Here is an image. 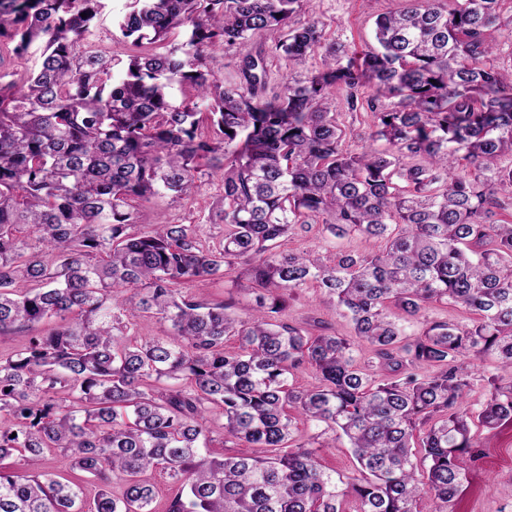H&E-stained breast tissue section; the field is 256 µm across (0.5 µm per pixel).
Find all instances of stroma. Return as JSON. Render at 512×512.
<instances>
[{"label": "stroma", "instance_id": "35a3bbf8", "mask_svg": "<svg viewBox=\"0 0 512 512\" xmlns=\"http://www.w3.org/2000/svg\"><path fill=\"white\" fill-rule=\"evenodd\" d=\"M126 0H106L100 15L92 23L84 40L103 54L127 60L134 49L124 39L116 24L117 14L124 10ZM403 0H309L298 20L306 22L316 17L325 25L327 42H351L358 49L373 46V30L378 16L402 9ZM280 31L268 30L255 34L253 40L267 48V93L278 92L288 75L314 72L321 67L320 56L307 57L295 63L275 51L274 45ZM338 122L345 131L344 146L351 151L367 147V135L372 116L367 107L349 110L344 98H337ZM224 172L214 168L202 176L194 193L187 197L156 196L139 203L138 209L150 224L195 225L202 244L217 243L224 236L221 216L224 211ZM375 241L352 235L342 239L329 236L321 220L311 219L295 225L279 243L283 252H316L326 261H333L337 254L364 252L378 249ZM185 295L202 296L230 304L232 312L244 315L255 304V293L250 288L242 269H235L220 279L196 280L181 284ZM288 323L308 329L312 334L337 332L350 335L351 329L342 318L332 299L317 288H305L290 296L283 314ZM472 432L483 444V455L471 463L455 499V512H512V422L489 430L473 426Z\"/></svg>", "mask_w": 512, "mask_h": 512}]
</instances>
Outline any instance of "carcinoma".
I'll use <instances>...</instances> for the list:
<instances>
[{
    "mask_svg": "<svg viewBox=\"0 0 512 512\" xmlns=\"http://www.w3.org/2000/svg\"><path fill=\"white\" fill-rule=\"evenodd\" d=\"M404 2L360 52L325 44L317 18L295 23L303 0H131L117 25L136 52L122 63L76 50L102 0H0L13 52L43 44L23 86L0 75V335L44 325L0 356V460L21 462L0 470V512H154V469L173 481L167 512H344L347 497L356 512H417L423 496L453 512L472 425L512 420V79L490 36L512 31V15L506 0ZM272 28L284 29L275 50L298 62L321 51L324 65L266 98L251 37ZM216 42L238 46L242 85L207 69ZM174 82L195 99L174 103ZM334 88L353 110L368 90L373 145L360 153L341 147ZM462 160L471 170L452 173ZM204 166L224 169L219 245L192 224L135 230L134 203L192 193ZM308 218L385 245L332 265L276 252ZM239 265L259 291L244 318L177 293ZM312 282L352 337L282 321ZM433 304L473 318H423ZM140 313L169 334L123 342ZM357 342L380 377L358 365ZM491 355L501 375L473 412L471 361ZM304 364L319 385L298 390L288 378ZM212 406L235 449L222 458ZM299 422L317 430L304 443ZM330 434L347 438L358 477L320 463ZM55 451L99 483L92 506L43 467ZM206 425L212 430V436L214 441L211 444L210 452L212 456L222 457L224 456V415L221 409L212 408L206 414Z\"/></svg>",
    "mask_w": 512,
    "mask_h": 512,
    "instance_id": "cac0c4a2",
    "label": "carcinoma"
}]
</instances>
